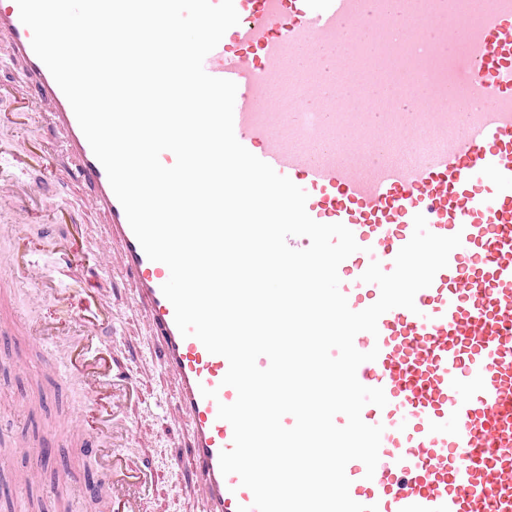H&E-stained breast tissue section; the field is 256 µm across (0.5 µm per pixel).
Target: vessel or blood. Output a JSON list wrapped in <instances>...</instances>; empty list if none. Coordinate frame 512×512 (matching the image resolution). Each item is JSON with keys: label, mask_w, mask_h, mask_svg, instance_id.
<instances>
[{"label": "vessel or blood", "mask_w": 512, "mask_h": 512, "mask_svg": "<svg viewBox=\"0 0 512 512\" xmlns=\"http://www.w3.org/2000/svg\"><path fill=\"white\" fill-rule=\"evenodd\" d=\"M468 2L234 0L239 22L203 62L207 74L237 86L236 139L306 192L313 220L352 232L360 249L338 267L351 310L377 302L379 286L361 276L374 261L393 271L415 215L434 234L461 237L447 267L417 292L415 310L391 309L377 333L354 338L358 351L378 352L358 367V381L383 389L387 403L361 412L383 428L374 473L358 460L345 472L351 498L377 512H512V0H481L475 19ZM0 39L33 81L0 87V98L15 103L8 124L24 125L41 106L74 160L54 167L45 150L19 148L0 129V234L14 242L0 269L21 273L34 300L59 305L61 320L37 330L46 370L61 380L80 374L100 415L98 427L74 418L49 441L80 442L106 473L111 512H139L132 491L153 476L112 443L136 381L97 347L109 304L89 294L75 308L57 267L31 259L25 229L34 213L75 218L22 178L31 165L86 186L89 207L106 219L94 264L119 259L149 314L161 362L178 384L176 407L189 418L177 464L201 488V512L252 505V492L219 464L233 429L218 406L237 399L222 383L227 359L178 330L162 292L170 271L134 235L69 101L35 54L16 0H0Z\"/></svg>", "instance_id": "vessel-or-blood-1"}]
</instances>
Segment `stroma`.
Wrapping results in <instances>:
<instances>
[{
	"label": "stroma",
	"instance_id": "1",
	"mask_svg": "<svg viewBox=\"0 0 512 512\" xmlns=\"http://www.w3.org/2000/svg\"><path fill=\"white\" fill-rule=\"evenodd\" d=\"M18 138L43 146L57 166L67 165L63 138L50 129L43 114H33ZM44 186L53 203L77 212L89 246L98 245L104 228L85 204L87 188L49 180ZM70 275L91 278L110 303L112 332L104 340L107 354L117 365L131 369L137 379V394L124 403L122 412L132 427L125 454L134 461L148 462L155 472L154 483L140 492L142 512H199L197 486L175 465L178 447L187 439L188 420L174 407V381L162 366L144 314L134 306L124 273L116 265L95 270L91 257L85 255ZM10 315L34 327L55 318L56 310L49 301H34L29 286L19 283L12 288L8 304L0 307V318ZM72 416L88 426L95 421V410L80 381L73 378L60 384L48 375L31 337L1 336L0 444L19 434L30 447H41L48 427ZM28 468L29 458L23 452L0 464L11 512H95L100 492L88 486L86 474L96 471L97 465L83 461L78 448L55 449L51 466L37 478L18 483V474ZM62 477L68 481L69 493L60 500L54 498L53 490Z\"/></svg>",
	"mask_w": 512,
	"mask_h": 512
}]
</instances>
